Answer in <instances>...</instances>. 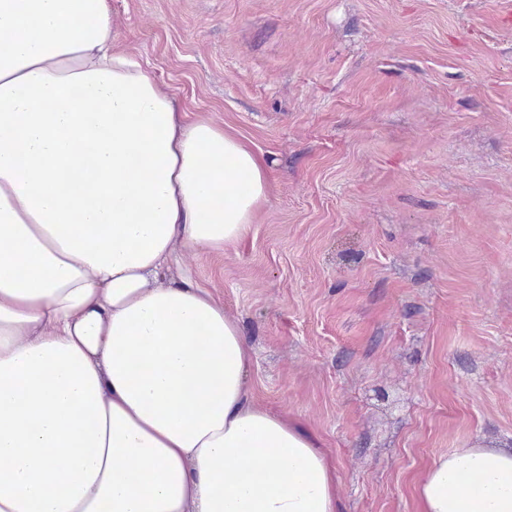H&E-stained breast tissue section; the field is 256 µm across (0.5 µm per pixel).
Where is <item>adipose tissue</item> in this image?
<instances>
[{"instance_id":"obj_1","label":"adipose tissue","mask_w":512,"mask_h":512,"mask_svg":"<svg viewBox=\"0 0 512 512\" xmlns=\"http://www.w3.org/2000/svg\"><path fill=\"white\" fill-rule=\"evenodd\" d=\"M269 163L112 48L108 0H0V512H341L336 468L255 404L177 247L243 240ZM417 512H512V449L456 448Z\"/></svg>"}]
</instances>
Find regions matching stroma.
Returning <instances> with one entry per match:
<instances>
[{
	"instance_id": "obj_1",
	"label": "stroma",
	"mask_w": 512,
	"mask_h": 512,
	"mask_svg": "<svg viewBox=\"0 0 512 512\" xmlns=\"http://www.w3.org/2000/svg\"><path fill=\"white\" fill-rule=\"evenodd\" d=\"M115 50L270 164L245 240L182 250L261 407L342 512H416L439 455L512 448V0H110Z\"/></svg>"
}]
</instances>
